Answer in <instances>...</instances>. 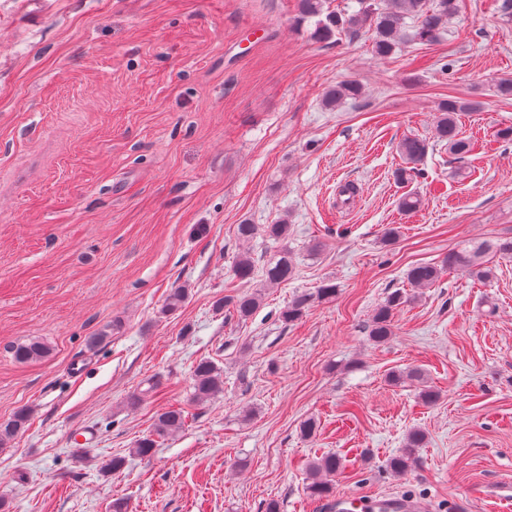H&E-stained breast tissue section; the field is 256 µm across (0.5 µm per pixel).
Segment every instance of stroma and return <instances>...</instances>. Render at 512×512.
<instances>
[{
  "instance_id": "obj_1",
  "label": "stroma",
  "mask_w": 512,
  "mask_h": 512,
  "mask_svg": "<svg viewBox=\"0 0 512 512\" xmlns=\"http://www.w3.org/2000/svg\"><path fill=\"white\" fill-rule=\"evenodd\" d=\"M503 0H457L433 43L405 24L394 54L370 32L313 38L298 0H48L16 24L0 0V418L26 427L0 446V512H326L307 462L343 468L336 494L412 496L429 512H512V261L486 282L444 272L429 288L407 270L467 240L512 236V14ZM353 80L356 99L326 90ZM474 149L434 139L443 102ZM406 137L428 140L421 173L400 184ZM357 185L344 200L342 185ZM424 205L406 215L399 198ZM293 228L297 273L266 289L248 320L216 312L231 283L238 224ZM397 227L385 243L388 227ZM319 251H310L312 240ZM336 297L282 325L294 295L325 281ZM189 290L175 314L171 288ZM409 300L395 335L367 327L389 293ZM49 346L29 363L11 348ZM203 358L224 392L191 402ZM416 368L439 390L436 405ZM160 380L159 392H148ZM146 391L129 407V396ZM172 406L185 428L152 456L128 451ZM314 420L315 437L300 432ZM88 427L81 453L72 431ZM428 436L416 463L387 470L406 433ZM121 473L102 472L114 455ZM12 352L17 362L28 363L45 357L49 352V348L42 340L30 338L25 342L16 344ZM31 409L28 406L17 408L9 417L0 419V446L10 441L29 421Z\"/></svg>"
}]
</instances>
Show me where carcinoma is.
I'll use <instances>...</instances> for the list:
<instances>
[{
    "instance_id": "1",
    "label": "carcinoma",
    "mask_w": 512,
    "mask_h": 512,
    "mask_svg": "<svg viewBox=\"0 0 512 512\" xmlns=\"http://www.w3.org/2000/svg\"><path fill=\"white\" fill-rule=\"evenodd\" d=\"M385 8H374L359 0L360 10L348 17H342L334 12L324 13L323 0H300V13L305 18H318L314 37L326 40L332 37L338 28H347L354 33L367 29L373 33V50L379 57H386L396 49L399 32L406 18L414 20L413 37L422 42H433L440 38L448 24V17L456 9V0H384ZM358 86L344 81L330 88L325 94V103L334 107L341 101L358 95ZM477 108L475 102H463L450 99L443 103L435 126V138L448 145V152L460 158L470 153L472 144L463 138L459 131L458 117L462 112ZM399 152L405 166L395 171V179L405 183L412 175L419 172V165L428 153V143L424 139L408 137L399 143ZM423 206V198L415 192H407L399 199V207L406 213L418 211ZM263 235L273 241H288L290 224L282 219L275 224L236 225L235 235L242 245L232 267L233 278L243 283H250L256 277V264L252 257L249 244ZM495 256L501 259H512V237H499L491 240L467 241L448 251L441 265L420 263L412 266L407 274V280L415 288H429L440 278L443 270L465 271L477 280H486L492 275V268L487 265V257ZM296 263L288 249L284 248L275 253L264 267V281L269 284H280L292 278ZM338 287L332 282L325 283L316 293H301L292 298L288 305L280 310L278 320L291 324L307 312L315 299L329 300L336 297ZM188 291L175 287L169 293L163 311L173 314L185 304ZM408 297L401 291L390 293L385 302L377 308L370 324L368 337L375 344L388 342L393 335L394 311L406 303ZM261 290L226 295L215 302V309L226 310L237 318L245 320L252 316L260 307ZM14 359L19 363H28L45 357L49 348L38 338H30L16 344L13 349ZM409 379L419 384L418 396L427 406L436 404L440 399L438 391L425 384L424 375L417 369L406 372ZM193 400L197 403L207 402L224 393V374L208 358H202L195 363L191 371ZM31 409L27 406L17 408L9 417L0 419V446L10 441L29 421ZM188 412L184 408H172L161 413L151 434L140 439L132 453L147 457L158 445V440L172 436L181 431L187 423ZM426 433L415 428L405 437L404 449L392 457L388 466L391 470L401 472L407 470L416 462L417 449L425 447ZM342 467V459L336 454H325L314 458L308 467L309 495L317 500L331 496L334 487L331 477Z\"/></svg>"
}]
</instances>
